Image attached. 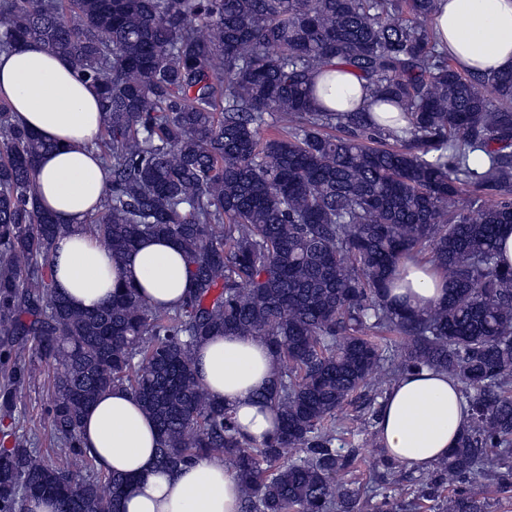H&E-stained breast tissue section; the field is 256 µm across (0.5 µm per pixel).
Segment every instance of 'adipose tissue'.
Returning a JSON list of instances; mask_svg holds the SVG:
<instances>
[{
	"mask_svg": "<svg viewBox=\"0 0 512 512\" xmlns=\"http://www.w3.org/2000/svg\"><path fill=\"white\" fill-rule=\"evenodd\" d=\"M434 29L461 69L492 73L512 68V0H439ZM316 82L335 88L322 99L326 107L370 112L381 128L400 130V107L377 105L366 81L353 71L336 69ZM0 99L10 103L20 126L52 145L38 161L34 183L40 207L64 226L51 257L57 292L84 311L124 288L160 306L180 305L192 284L172 240L143 238L118 261L85 229V220L103 208L109 193L94 147L105 122L97 86L63 56L30 41L0 55ZM442 294L432 266L411 262L404 287L393 289L389 299L423 309ZM275 372L273 357L257 336H211L195 348L200 384L234 414L241 434L257 444L276 433V413L259 398ZM469 420L457 381L425 369L393 386L381 407L379 429L392 459L427 470L456 446ZM80 431L98 468L132 478L121 512H239L240 483L222 460L203 458L173 473L158 469L157 426L125 388L102 394L84 414Z\"/></svg>",
	"mask_w": 512,
	"mask_h": 512,
	"instance_id": "ef3b65f1",
	"label": "adipose tissue"
}]
</instances>
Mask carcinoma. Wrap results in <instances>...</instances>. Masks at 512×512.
I'll list each match as a JSON object with an SVG mask.
<instances>
[{
  "label": "carcinoma",
  "instance_id": "obj_1",
  "mask_svg": "<svg viewBox=\"0 0 512 512\" xmlns=\"http://www.w3.org/2000/svg\"><path fill=\"white\" fill-rule=\"evenodd\" d=\"M437 0H0V52L29 40L97 85L95 143L111 185L85 228L123 259L147 236L177 243L195 288L174 308L134 289L73 308L53 288L63 226L37 204L32 172L51 144L0 101V415L14 419L26 353L51 363L47 462L29 436L0 448V512L49 489L59 512H120L130 479L96 470L79 429L123 387L156 422V464L220 458L241 512H362L340 475L356 460L336 415L369 388L443 371L471 421L436 471L404 497L393 474L365 492L375 512H488L474 484L512 489V68L466 74L439 49ZM401 106L404 135L368 112L317 107L331 62ZM277 133L263 139L260 130ZM388 137L392 147L366 140ZM484 155L487 163L472 165ZM465 186L498 197L461 201ZM430 248L446 296L422 310L388 300L394 272ZM259 336L276 361L260 398L280 422L262 445L198 382L208 336ZM454 485L443 495V479Z\"/></svg>",
  "mask_w": 512,
  "mask_h": 512
}]
</instances>
